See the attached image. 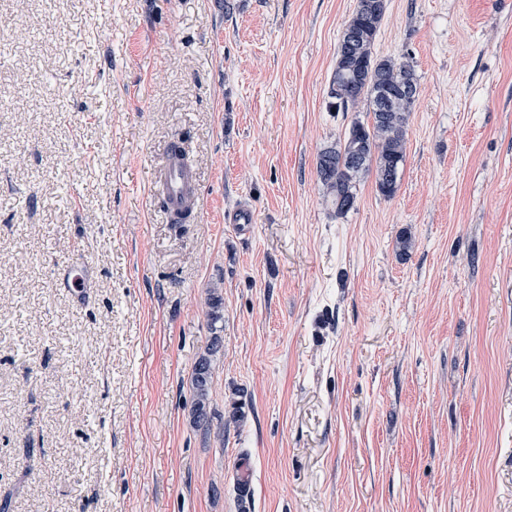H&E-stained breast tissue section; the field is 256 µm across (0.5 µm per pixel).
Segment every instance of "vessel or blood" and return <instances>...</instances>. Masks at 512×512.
I'll list each match as a JSON object with an SVG mask.
<instances>
[{"instance_id":"b4317fda","label":"vessel or blood","mask_w":512,"mask_h":512,"mask_svg":"<svg viewBox=\"0 0 512 512\" xmlns=\"http://www.w3.org/2000/svg\"><path fill=\"white\" fill-rule=\"evenodd\" d=\"M164 210L169 222L197 210L200 186L193 168L185 159V149L169 144L159 167Z\"/></svg>"}]
</instances>
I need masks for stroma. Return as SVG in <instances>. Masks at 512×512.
Instances as JSON below:
<instances>
[{"label": "stroma", "instance_id": "35a3bbf8", "mask_svg": "<svg viewBox=\"0 0 512 512\" xmlns=\"http://www.w3.org/2000/svg\"><path fill=\"white\" fill-rule=\"evenodd\" d=\"M357 4L0 0L8 512H512V0H387L375 52L419 79L405 164L340 215L317 161L367 117L328 107ZM178 137L186 224L158 202ZM159 171L164 210L168 221L175 224L184 214L197 210L200 186L180 144L168 145ZM220 336H214L208 355L202 356L193 366L190 384L194 397L192 410L193 424L208 429L210 417L208 414L209 393L213 382V367L211 357L217 354L223 344Z\"/></svg>", "mask_w": 512, "mask_h": 512}]
</instances>
